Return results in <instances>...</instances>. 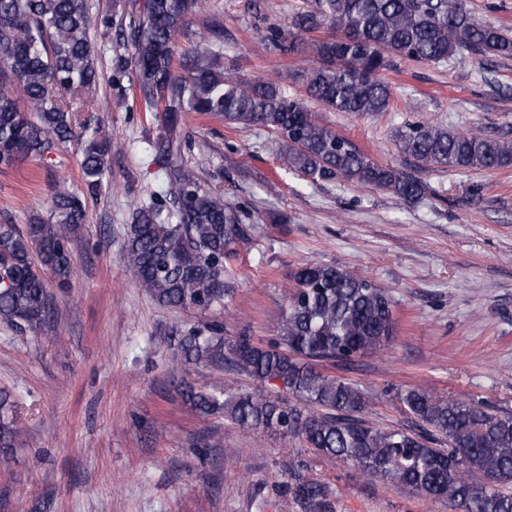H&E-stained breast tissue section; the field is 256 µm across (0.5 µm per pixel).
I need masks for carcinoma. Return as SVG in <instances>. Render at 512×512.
<instances>
[{"label": "carcinoma", "instance_id": "obj_1", "mask_svg": "<svg viewBox=\"0 0 512 512\" xmlns=\"http://www.w3.org/2000/svg\"><path fill=\"white\" fill-rule=\"evenodd\" d=\"M202 0H142L132 13L118 73L132 68L148 112L162 134L153 164L164 169L170 198L134 205L124 261L135 284L167 307L206 313L231 294L229 261L247 240L243 214L205 187L184 159L183 114L217 118L232 128L275 135L282 163L314 182L341 177L361 187L416 201L429 186L402 167L379 164L352 140L320 121L313 101L336 112L387 110L392 88L383 72L398 59L439 63L465 53L512 58V32L475 18L465 0H310L288 29L265 39L289 55L311 51L318 64L300 71L305 95L292 96L272 79L224 76L221 47L203 34L184 42V25ZM113 17L92 15L87 0H0V166L13 167L73 144L81 154L86 189L95 193L115 147L93 116L80 121L83 98L99 82L92 31ZM335 32L311 44L303 35ZM401 153L424 170L498 169L512 165V143L478 131L459 132L433 121L397 130ZM85 217V196L54 188L48 219L24 228L0 224V321L50 338L53 298L46 275L68 288L76 274L70 242ZM277 342L263 345L248 331L230 338L222 327L191 328L173 340L174 360L220 366L229 361L257 387L216 393L185 388L204 416L222 414L248 429L300 440L318 457L351 461L451 512H512V416H492L480 403L400 389L405 412L420 430L380 429L361 414L358 385L326 371L383 346L395 334L392 300L369 279L333 265L312 264L294 274ZM279 381L296 398L275 400L262 385ZM25 444L13 404L0 392V454ZM302 462L288 467V490L298 512H337L331 484L308 477Z\"/></svg>", "mask_w": 512, "mask_h": 512}]
</instances>
